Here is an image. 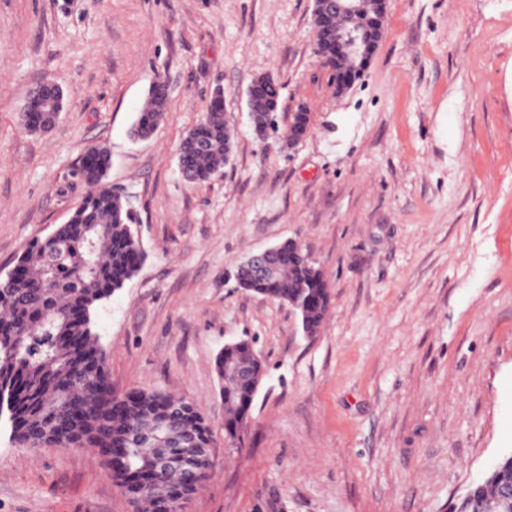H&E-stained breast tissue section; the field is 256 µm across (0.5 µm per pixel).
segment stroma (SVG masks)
Listing matches in <instances>:
<instances>
[{
    "mask_svg": "<svg viewBox=\"0 0 512 512\" xmlns=\"http://www.w3.org/2000/svg\"><path fill=\"white\" fill-rule=\"evenodd\" d=\"M314 0H0V271L65 223L83 149L137 217L139 271L97 308L119 392L193 402L213 469L182 512H452L512 453V0H388L368 68L337 93ZM269 72L297 141L263 140L246 89ZM162 121L132 126L155 78ZM59 85L56 124L18 120ZM224 92L231 159L186 182L177 146ZM286 240L331 291L321 332L239 288L238 263ZM239 339L266 371L239 447L224 445L215 358ZM0 512H137L101 459L24 448L0 418Z\"/></svg>",
    "mask_w": 512,
    "mask_h": 512,
    "instance_id": "1",
    "label": "stroma"
}]
</instances>
